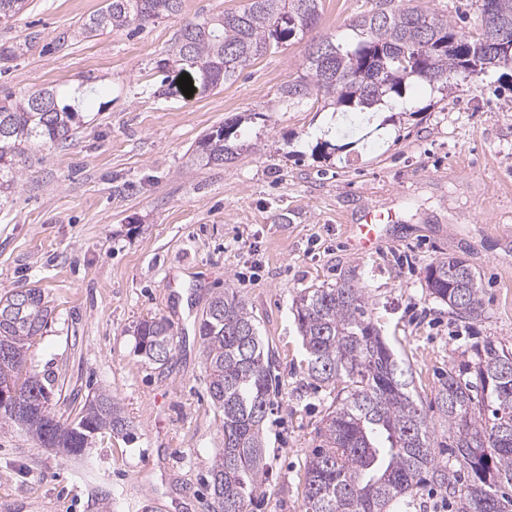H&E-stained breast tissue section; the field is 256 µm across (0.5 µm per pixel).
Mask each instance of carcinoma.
Returning <instances> with one entry per match:
<instances>
[{
  "mask_svg": "<svg viewBox=\"0 0 512 512\" xmlns=\"http://www.w3.org/2000/svg\"><path fill=\"white\" fill-rule=\"evenodd\" d=\"M183 0H105L82 24L81 33L142 30L176 16ZM322 0H247L234 11L189 22L170 48L168 63L195 70L199 90L234 80L250 62L276 52L314 28ZM473 32L457 29L448 16L394 0L353 23L354 41L330 37L331 53L313 51L301 75L279 89L290 105L323 101L344 114L373 112L403 97L416 82L447 87L472 79L512 59L496 46L498 28H512V0H479ZM30 32L0 45V69L35 46ZM426 45V56H400ZM361 80L349 78L352 69ZM79 113L59 106L54 90L0 99V194L13 188L18 157L33 146L49 149L67 140ZM241 119L235 117L202 138L195 159L225 163L237 154ZM429 296L448 312L474 320L484 311L478 276L465 260L441 259L426 269ZM52 314L40 288L0 292V388H12L29 403L20 417L0 403V426L77 459L93 439L123 433L131 421L106 392L86 397L71 420L51 411L54 380L27 365V354ZM296 320L307 374L334 392L331 411L319 429L320 445L310 452L304 512H387L395 499L432 483L455 500L457 512H512V350L488 340L475 359L448 369L439 379L438 410L448 431V464L437 460L435 428L419 404L406 370L375 328L362 288L347 278L305 291ZM135 352L164 366L173 358L171 323L151 317L134 327ZM203 362L213 404L222 413L224 448L209 469L207 512H248L266 466L263 424L272 400V359L247 303L236 292L213 295L198 320ZM492 417H485V408Z\"/></svg>",
  "mask_w": 512,
  "mask_h": 512,
  "instance_id": "1",
  "label": "carcinoma"
}]
</instances>
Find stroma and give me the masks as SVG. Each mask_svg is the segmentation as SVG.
<instances>
[{
  "mask_svg": "<svg viewBox=\"0 0 512 512\" xmlns=\"http://www.w3.org/2000/svg\"><path fill=\"white\" fill-rule=\"evenodd\" d=\"M243 0H184L179 15L135 35L79 37L104 0H28L0 23V43L40 39L0 74L21 97L50 88L83 115L69 140L31 149L0 203V291L43 289L52 318L28 353L55 379L58 416L108 390L132 437H96L81 459L0 431V512H205L204 479L222 446L207 393L197 322L214 293L246 301L269 347L279 394L264 421L268 471L249 512H303L305 464L332 397L307 374L293 305L307 288L353 279L371 319L412 373L432 423L437 377L473 345L512 348V64L439 92L408 89L406 109L379 112L367 144L331 156L332 110L278 103L325 36L376 0H323L317 26L234 80L184 95L159 60L184 24ZM250 112L248 148L198 165L196 143ZM376 208L394 214L363 253L351 227ZM465 258L484 312L450 314L429 297L426 267ZM173 325L166 366L134 351L135 325Z\"/></svg>",
  "mask_w": 512,
  "mask_h": 512,
  "instance_id": "stroma-1",
  "label": "stroma"
}]
</instances>
